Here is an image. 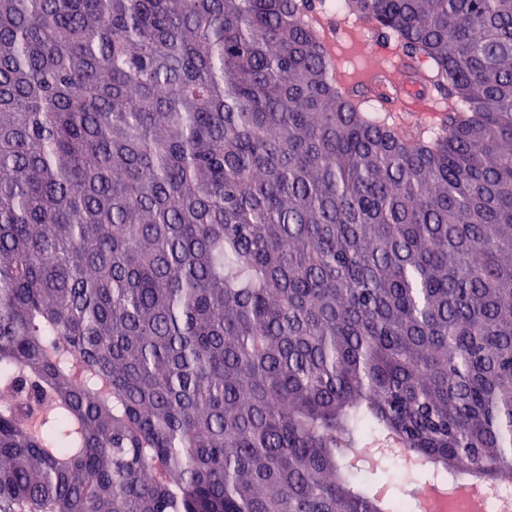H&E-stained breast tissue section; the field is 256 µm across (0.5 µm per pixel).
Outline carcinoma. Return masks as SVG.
<instances>
[{
	"label": "carcinoma",
	"mask_w": 512,
	"mask_h": 512,
	"mask_svg": "<svg viewBox=\"0 0 512 512\" xmlns=\"http://www.w3.org/2000/svg\"><path fill=\"white\" fill-rule=\"evenodd\" d=\"M0 0V512H417L512 478V0ZM51 260H46V256ZM322 3L329 8L336 9V4L339 2L335 0L324 2L314 0L312 14H320L331 20L335 27L336 53L339 57L341 68L347 75L354 77L362 70L367 69L370 64V57L367 56L362 45L357 41H352L347 35V27L356 17L351 15L344 17L338 12H329L323 8ZM375 63L366 70L358 79L366 86H379L383 81L390 79V70L400 68L399 57L388 51L373 50ZM380 94L391 95L394 93L393 84L388 80L384 87L378 91ZM491 488L480 480L468 483L462 491L452 489L447 495L448 500L457 496L465 497L477 509L481 503L490 496Z\"/></svg>",
	"instance_id": "cac0c4a2"
}]
</instances>
